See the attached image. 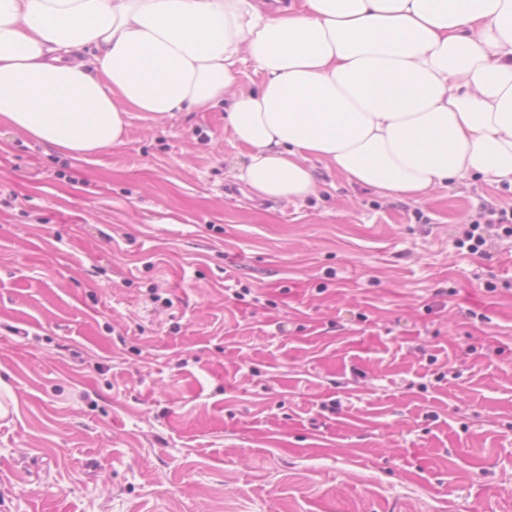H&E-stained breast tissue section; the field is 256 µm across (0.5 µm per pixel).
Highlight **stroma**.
<instances>
[{
  "mask_svg": "<svg viewBox=\"0 0 512 512\" xmlns=\"http://www.w3.org/2000/svg\"><path fill=\"white\" fill-rule=\"evenodd\" d=\"M246 160L220 106L93 157L0 123V512H512V185Z\"/></svg>",
  "mask_w": 512,
  "mask_h": 512,
  "instance_id": "obj_1",
  "label": "stroma"
}]
</instances>
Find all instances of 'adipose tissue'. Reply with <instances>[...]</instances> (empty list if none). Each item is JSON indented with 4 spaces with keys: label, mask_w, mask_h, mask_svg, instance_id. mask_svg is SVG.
<instances>
[{
    "label": "adipose tissue",
    "mask_w": 512,
    "mask_h": 512,
    "mask_svg": "<svg viewBox=\"0 0 512 512\" xmlns=\"http://www.w3.org/2000/svg\"><path fill=\"white\" fill-rule=\"evenodd\" d=\"M218 105L267 200L317 195L316 160L415 201L512 184V0H0V122L36 141L93 155L131 113Z\"/></svg>",
    "instance_id": "1"
}]
</instances>
